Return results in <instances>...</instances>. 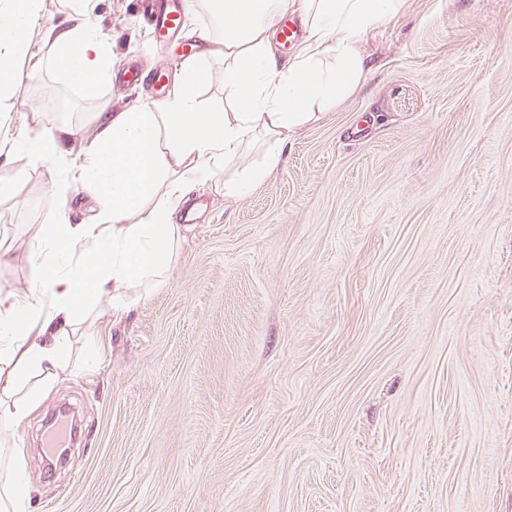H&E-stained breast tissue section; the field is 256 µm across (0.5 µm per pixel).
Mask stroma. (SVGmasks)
<instances>
[{"label":"stroma","instance_id":"1","mask_svg":"<svg viewBox=\"0 0 512 512\" xmlns=\"http://www.w3.org/2000/svg\"><path fill=\"white\" fill-rule=\"evenodd\" d=\"M140 0H38L0 96V291L23 293L60 199L94 202L69 155L17 142L60 119L160 101L181 43ZM89 26L110 46L93 89L49 55ZM360 88L292 134L247 196L192 191L196 219L165 286L90 325L104 357L59 377L25 421L28 512H512V0H407L369 30ZM165 74L115 87L123 66ZM79 419L63 465L43 448L53 408Z\"/></svg>","mask_w":512,"mask_h":512}]
</instances>
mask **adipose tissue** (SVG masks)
Listing matches in <instances>:
<instances>
[{
    "label": "adipose tissue",
    "mask_w": 512,
    "mask_h": 512,
    "mask_svg": "<svg viewBox=\"0 0 512 512\" xmlns=\"http://www.w3.org/2000/svg\"><path fill=\"white\" fill-rule=\"evenodd\" d=\"M404 2L203 0L213 23L208 39L224 57L223 111L202 107L198 92L209 72L193 59L164 101L90 115L95 133L75 164L97 202L93 223H70L58 210L30 250L36 287L0 292V428L29 417L69 371L72 339L102 300L126 313L131 289L165 282L187 230L175 215L190 191L220 178L225 197L248 193L277 169L290 133L364 83L372 63L363 36ZM292 6L304 26L303 46L284 59L274 38ZM35 8L36 0H0V94L14 84V60ZM49 53L72 85L91 88L106 75L109 46L91 28L61 31ZM77 132L72 124L44 125L22 149L47 162ZM259 138L267 144L262 162L226 177ZM31 493L17 444L0 462V512H27Z\"/></svg>",
    "instance_id": "1"
}]
</instances>
